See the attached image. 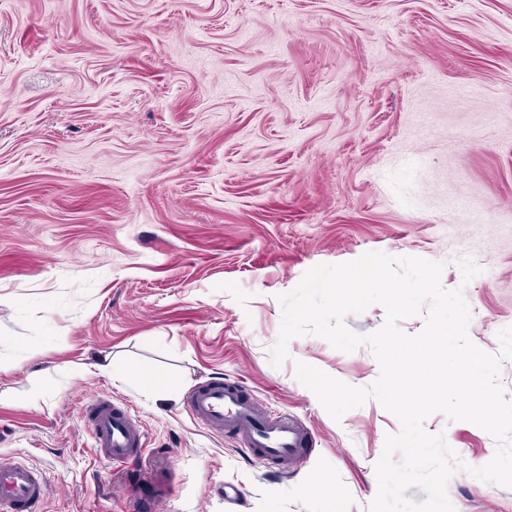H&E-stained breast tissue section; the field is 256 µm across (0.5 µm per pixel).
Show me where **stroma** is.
<instances>
[{"mask_svg": "<svg viewBox=\"0 0 512 512\" xmlns=\"http://www.w3.org/2000/svg\"><path fill=\"white\" fill-rule=\"evenodd\" d=\"M370 251L444 263L470 340L499 354L512 0H0V462L46 472L36 512H364L399 422L373 399L333 420L296 364L364 388L377 360L315 335L281 366L270 350L279 294ZM206 381L306 425L303 466L199 427L186 399ZM96 397L139 422L169 488L154 505L97 455ZM424 427L465 464L456 512H512V488L471 474L491 435Z\"/></svg>", "mask_w": 512, "mask_h": 512, "instance_id": "1", "label": "stroma"}]
</instances>
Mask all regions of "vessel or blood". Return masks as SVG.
<instances>
[{
	"mask_svg": "<svg viewBox=\"0 0 512 512\" xmlns=\"http://www.w3.org/2000/svg\"><path fill=\"white\" fill-rule=\"evenodd\" d=\"M190 417L205 429L232 433L240 447L267 460L301 467L310 433L299 421L272 413L235 384H203L187 397ZM88 433L99 457L108 464L136 459L143 433L128 410L111 402L93 403ZM46 474L23 462L0 464V512H23L38 503L47 488Z\"/></svg>",
	"mask_w": 512,
	"mask_h": 512,
	"instance_id": "1",
	"label": "vessel or blood"
}]
</instances>
